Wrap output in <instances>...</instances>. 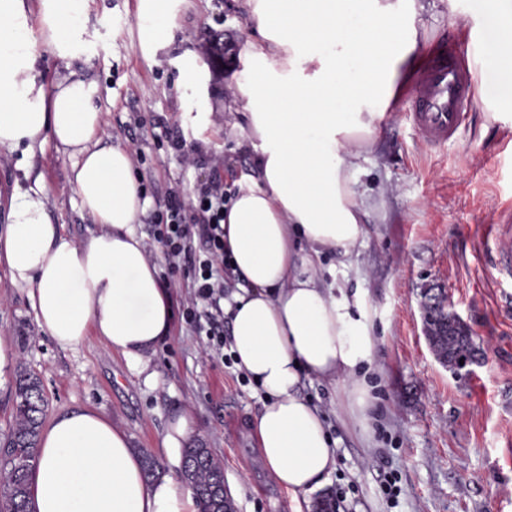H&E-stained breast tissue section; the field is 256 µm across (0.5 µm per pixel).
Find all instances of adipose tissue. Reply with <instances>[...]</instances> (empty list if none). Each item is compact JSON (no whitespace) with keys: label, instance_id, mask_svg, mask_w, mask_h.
<instances>
[{"label":"adipose tissue","instance_id":"1","mask_svg":"<svg viewBox=\"0 0 512 512\" xmlns=\"http://www.w3.org/2000/svg\"><path fill=\"white\" fill-rule=\"evenodd\" d=\"M186 0H136L137 49L150 64L172 40ZM418 0H244L251 34L232 104L244 111L257 175L224 213L236 366L265 394L250 429L277 484L292 495L324 488L336 468L325 412L301 391L313 378L339 396L341 423L362 443L375 408L366 365L378 340L368 312L320 272L325 255L347 265L363 248L366 215L354 184L384 110L419 48ZM90 0H0V152L30 157L55 142L74 159L80 210L96 225L75 241L52 223L42 185L0 201V271L25 290L42 331L63 349L98 337L158 379L149 352L173 322L164 285L135 224L147 201L129 150L102 144L94 85L47 86L35 46L69 59ZM195 434L176 413L161 445L168 473L146 479L142 456L111 419L88 407L54 416L31 470L33 512H198L179 476L178 451Z\"/></svg>","mask_w":512,"mask_h":512}]
</instances>
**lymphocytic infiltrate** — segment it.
<instances>
[{
    "label": "lymphocytic infiltrate",
    "instance_id": "1",
    "mask_svg": "<svg viewBox=\"0 0 512 512\" xmlns=\"http://www.w3.org/2000/svg\"><path fill=\"white\" fill-rule=\"evenodd\" d=\"M198 163L209 167L210 175L197 187L192 204L169 192L163 205L150 213L149 222L171 268L181 269L191 280L193 293L181 310L182 319L195 334L207 338L211 359L230 364L234 356L227 351L222 302L224 274L230 268L224 251V208L231 193L221 175V157L203 156Z\"/></svg>",
    "mask_w": 512,
    "mask_h": 512
}]
</instances>
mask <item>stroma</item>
I'll use <instances>...</instances> for the list:
<instances>
[{
  "instance_id": "obj_1",
  "label": "stroma",
  "mask_w": 512,
  "mask_h": 512,
  "mask_svg": "<svg viewBox=\"0 0 512 512\" xmlns=\"http://www.w3.org/2000/svg\"><path fill=\"white\" fill-rule=\"evenodd\" d=\"M421 54L449 34L461 51L481 46L479 95L458 142L427 149L415 133L405 94L391 102L374 149L361 161L356 192L366 209L367 244L349 266L325 257L337 284L366 300L377 358L368 379L376 399L370 424L375 447H363L338 420L334 391L315 380L302 392L328 416L337 463L328 484L311 496H341L338 512H512V276L499 274L490 226L512 206V75L493 62L505 33L490 0H421ZM242 45L251 32L243 0H187L173 43L155 64L136 48L135 0H92L71 61L45 44L36 55L46 84L67 71L94 81L103 142L140 150L134 172L146 197L174 189L192 202L206 169L189 164L170 144H159L150 121L162 117L187 147L222 156L235 181L254 175L256 152L243 111L229 107L226 88L233 54L211 57L212 31ZM197 56L200 69L185 86L180 58ZM0 155V191L14 182L42 180L53 223L76 240L94 227L83 217L70 183L72 158L54 144L19 165ZM443 294L465 320L484 352L460 369L443 366L423 334L424 293ZM0 339L12 364L0 377V436L14 419L18 372L36 374L46 398V418L91 407L147 449L168 457L159 439L173 415L190 408L195 442L224 466L235 512H292L291 496L265 471L248 423L263 394L243 383L237 367L207 355L205 337L174 319L151 357L158 383L146 382L98 338L60 349L37 325L24 290L0 272ZM398 476L401 493L390 503L379 490L380 470Z\"/></svg>"
}]
</instances>
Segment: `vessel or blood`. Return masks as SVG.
<instances>
[{"label": "vessel or blood", "instance_id": "1", "mask_svg": "<svg viewBox=\"0 0 512 512\" xmlns=\"http://www.w3.org/2000/svg\"><path fill=\"white\" fill-rule=\"evenodd\" d=\"M477 93V79L456 45L438 38L408 94L411 122L423 145L440 148L456 141Z\"/></svg>", "mask_w": 512, "mask_h": 512}]
</instances>
